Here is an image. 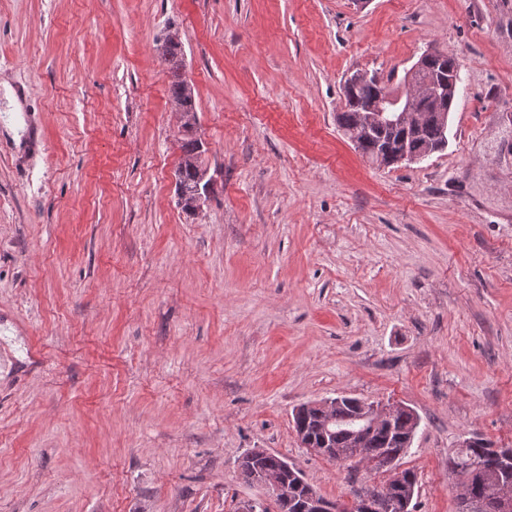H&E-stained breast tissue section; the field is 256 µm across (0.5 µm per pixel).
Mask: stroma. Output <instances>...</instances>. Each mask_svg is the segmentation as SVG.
Instances as JSON below:
<instances>
[{"instance_id":"35a3bbf8","label":"stroma","mask_w":512,"mask_h":512,"mask_svg":"<svg viewBox=\"0 0 512 512\" xmlns=\"http://www.w3.org/2000/svg\"><path fill=\"white\" fill-rule=\"evenodd\" d=\"M178 32L211 189L178 203ZM459 61L447 146L380 167L357 71ZM0 512H276L262 448L344 502L389 475L303 447L339 395L420 418L397 469L512 448V0H0ZM163 48L162 54L172 75L169 89L171 100L179 111L194 113L192 90L181 74L183 50L178 32H169L166 35ZM260 448L247 450L239 460V469L242 479L249 484L261 485L260 480L267 473L280 472V461L283 460L275 454L263 455ZM252 456V458H249Z\"/></svg>"}]
</instances>
